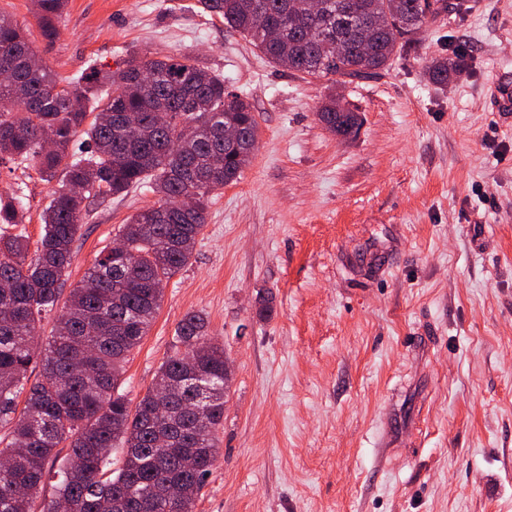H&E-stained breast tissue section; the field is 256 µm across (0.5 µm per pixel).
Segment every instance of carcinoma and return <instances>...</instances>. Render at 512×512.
<instances>
[{
    "label": "carcinoma",
    "mask_w": 512,
    "mask_h": 512,
    "mask_svg": "<svg viewBox=\"0 0 512 512\" xmlns=\"http://www.w3.org/2000/svg\"><path fill=\"white\" fill-rule=\"evenodd\" d=\"M249 39L266 59L313 80L363 79L384 69L398 40L448 9L441 0H199ZM67 0H36L43 37ZM28 31L0 12V160L35 167L59 188L42 215L44 234L29 254L23 191L0 193V512H33L59 447L57 495L42 512H194L219 453L229 381L224 346L201 312L177 324L156 388L132 405L119 392L132 352L149 333L163 285L187 266L214 191L251 162L258 123L251 104L224 77L191 57L141 58L116 72L95 64L62 83ZM460 59L436 58L431 83L462 73ZM169 114L160 127L155 114ZM330 132L355 133L360 116L336 96L317 113ZM238 130L224 140V126ZM55 136L42 148L44 129ZM147 185L158 203L126 219L128 257L104 248L69 292L45 348L34 333L61 298L73 244L90 204ZM194 198L190 209L179 205ZM40 377L28 383L34 362ZM22 410H17L19 398ZM120 448V467L112 450Z\"/></svg>",
    "instance_id": "1"
}]
</instances>
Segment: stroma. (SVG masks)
I'll use <instances>...</instances> for the list:
<instances>
[{
    "label": "stroma",
    "instance_id": "obj_1",
    "mask_svg": "<svg viewBox=\"0 0 512 512\" xmlns=\"http://www.w3.org/2000/svg\"><path fill=\"white\" fill-rule=\"evenodd\" d=\"M367 79L328 84L270 63L198 0H68L54 41L32 0H0L58 76L88 61L180 54L251 102L257 150L212 196L190 263L126 365L155 381L181 318L204 312L230 381L220 457L195 512H512V0H461ZM466 68L432 84V59ZM339 96L358 133L317 111ZM22 186L30 245L53 186ZM148 187L97 200L74 244L82 279ZM272 296L274 313H257ZM317 116L326 129L341 136L355 133L360 125L358 112L342 105L336 95L326 98Z\"/></svg>",
    "mask_w": 512,
    "mask_h": 512
}]
</instances>
